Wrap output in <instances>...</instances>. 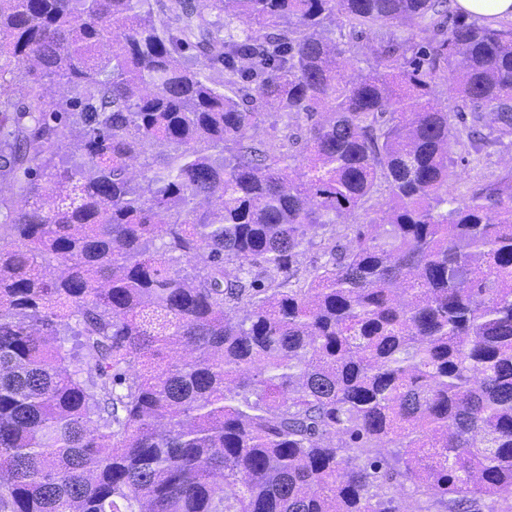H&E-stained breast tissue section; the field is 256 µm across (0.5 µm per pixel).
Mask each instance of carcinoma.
Instances as JSON below:
<instances>
[{"label":"carcinoma","instance_id":"carcinoma-1","mask_svg":"<svg viewBox=\"0 0 512 512\" xmlns=\"http://www.w3.org/2000/svg\"><path fill=\"white\" fill-rule=\"evenodd\" d=\"M451 2L0 0V512H512V172L450 190L512 146V23ZM346 56L350 62L347 67V74L350 78L356 79L360 74L366 73L369 70L372 58L370 50L364 41L351 43ZM511 156L512 147H501L492 151L490 156H485L479 164L474 162L465 167L458 162L455 170L461 176L452 181L451 190L456 196L468 195L471 187L478 179H494L508 172L512 168L509 163V157Z\"/></svg>","mask_w":512,"mask_h":512}]
</instances>
